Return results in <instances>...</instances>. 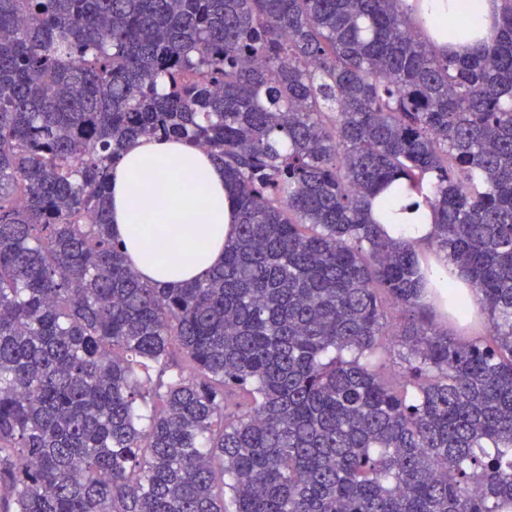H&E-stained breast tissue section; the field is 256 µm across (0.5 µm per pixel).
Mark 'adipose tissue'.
Listing matches in <instances>:
<instances>
[{
  "mask_svg": "<svg viewBox=\"0 0 512 512\" xmlns=\"http://www.w3.org/2000/svg\"><path fill=\"white\" fill-rule=\"evenodd\" d=\"M432 25L455 20V37L439 45L454 53L488 41L494 0H422ZM110 231L145 280L169 288L201 278L224 260L235 217L223 166L178 141L139 139L110 175ZM434 214L424 194L406 193L387 218L389 237L429 257L431 280L447 278L448 258L431 246Z\"/></svg>",
  "mask_w": 512,
  "mask_h": 512,
  "instance_id": "ef3b65f1",
  "label": "adipose tissue"
}]
</instances>
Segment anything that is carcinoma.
I'll return each instance as SVG.
<instances>
[{
	"instance_id": "1",
	"label": "carcinoma",
	"mask_w": 512,
	"mask_h": 512,
	"mask_svg": "<svg viewBox=\"0 0 512 512\" xmlns=\"http://www.w3.org/2000/svg\"><path fill=\"white\" fill-rule=\"evenodd\" d=\"M416 13L0 0V512H512V0L462 55ZM140 137L231 190L224 264L181 288L109 233ZM430 173L472 340L371 218Z\"/></svg>"
}]
</instances>
